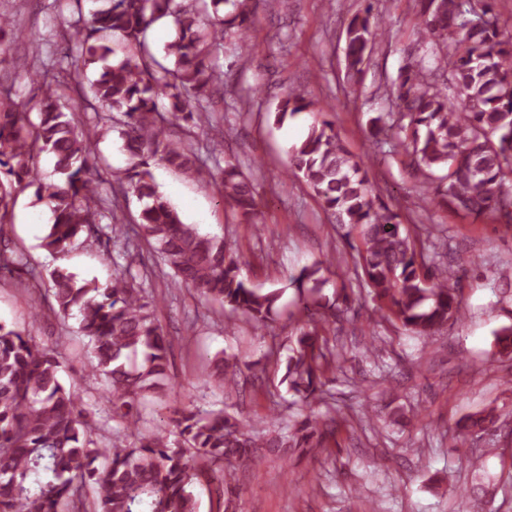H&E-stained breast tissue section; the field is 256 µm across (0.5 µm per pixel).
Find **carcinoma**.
<instances>
[{
  "instance_id": "obj_1",
  "label": "carcinoma",
  "mask_w": 512,
  "mask_h": 512,
  "mask_svg": "<svg viewBox=\"0 0 512 512\" xmlns=\"http://www.w3.org/2000/svg\"><path fill=\"white\" fill-rule=\"evenodd\" d=\"M53 0L73 5L77 18L71 48L42 62L37 93L17 101L15 82L31 77L29 44L0 15V57L13 71L0 75V271L36 289L42 275L24 250L6 244L16 193L35 187L53 215L42 247L59 257L76 244L105 241L117 256L133 259L147 246L155 265L138 276L128 269L101 285L80 281L65 266L50 273L53 302L34 301L32 318H73L92 345L90 368L104 377L109 416L123 434L107 439L87 419V403L61 378L63 359L23 330L0 322V512H198L196 486L210 476L224 496L225 512L240 496L238 469L268 455L324 448L336 416L317 401L338 355L322 331L336 323V304L319 310L306 293L324 282L330 266L316 262L291 277L306 329L295 336L281 383L298 397L303 416L288 432L265 433L224 410L202 411L180 400L169 373L172 339L155 311L166 296L153 280L191 289L253 327H270L283 290L263 289L243 276L246 262L224 239L203 235L182 221L155 181L161 164L188 178L207 162L221 174L217 205L254 224L253 180L224 159V140L200 147L194 129L223 119L224 99L216 61L224 36L250 38L259 12L279 0ZM497 0H414L422 53L385 85L388 110L369 121L372 155L352 154L335 128V113L299 88L280 98L274 122L298 112L314 122L288 152L287 171L302 178L321 201L331 224L346 229L349 256L361 285L391 316L418 336H431L463 316L460 269L419 248V225L373 194L372 160L390 145L411 157L424 175L422 200L474 221L512 224V34L495 11ZM169 22L175 38L159 54L149 39L157 22ZM387 36L368 0L345 27L346 78L356 84L376 45ZM165 97L169 107L158 108ZM118 130L131 165L114 173L96 152L98 141ZM50 156L56 180L38 176L41 155ZM127 185L140 204L136 223H124L115 185ZM109 223H103L104 219ZM498 352L512 355V325L495 333ZM265 368L217 353L205 376L232 390L242 378L259 381ZM169 410L166 430L142 428L149 399ZM501 417L496 407L464 419L461 433L478 436ZM94 492L88 509L86 491Z\"/></svg>"
}]
</instances>
